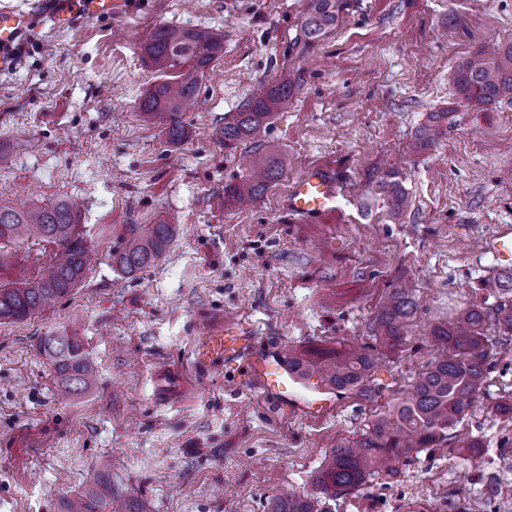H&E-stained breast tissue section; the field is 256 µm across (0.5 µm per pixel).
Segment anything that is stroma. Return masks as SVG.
I'll return each mask as SVG.
<instances>
[{"label": "stroma", "instance_id": "35a3bbf8", "mask_svg": "<svg viewBox=\"0 0 512 512\" xmlns=\"http://www.w3.org/2000/svg\"><path fill=\"white\" fill-rule=\"evenodd\" d=\"M302 0H132L122 17L39 25L0 70V203L82 204L96 259L84 283L42 314L0 324V512H57L96 471L151 512H267L272 498L314 490L338 442L408 389L438 352L432 325L494 302L512 280L484 242L512 225V99L480 111L457 102L456 64L488 42H512V0H348L335 31L296 45ZM216 27L224 55L207 70L190 137L170 143L139 109L162 75L143 42L160 25ZM293 102L265 146L283 175L248 208L225 205L251 148L224 145L226 118L283 74ZM447 112L436 147L407 146L432 113ZM333 172L334 209L296 219L283 206L308 168ZM399 174L410 205L390 209L379 180ZM178 232L145 271L111 266L136 226ZM51 244L11 247L0 282L35 280ZM411 281L418 311L397 355L375 374L368 402L329 391L316 417L281 415L223 366L182 375L210 324L256 326L271 353L336 343L369 345L376 305ZM83 336L96 368L88 393L62 392L41 336ZM485 389L456 431L479 440L478 462L451 448L424 451L397 478L329 500L330 512H512V335L490 330Z\"/></svg>", "mask_w": 512, "mask_h": 512}]
</instances>
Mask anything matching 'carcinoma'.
Returning a JSON list of instances; mask_svg holds the SVG:
<instances>
[{"mask_svg":"<svg viewBox=\"0 0 512 512\" xmlns=\"http://www.w3.org/2000/svg\"><path fill=\"white\" fill-rule=\"evenodd\" d=\"M343 0H305L296 43L311 49L328 36L340 18ZM144 56L159 71L171 74L155 85L140 104L150 120L164 125L169 142L187 137L183 115L192 111L201 79L224 54V31L215 28H155L142 45ZM458 98L468 106L485 109L512 98V42L493 49H478L463 59L453 73ZM294 83L283 76L276 85L254 96L220 129L224 144L251 143L255 176L246 175L224 192L236 206H247L277 179V158L260 151V138L277 112L288 109ZM446 112H435L417 133L410 150L434 146L443 134ZM397 173L386 172L379 185L388 189L393 208L400 211L406 198L396 188ZM82 211L72 200L17 209L0 204V243L16 245L30 240L57 246L54 260L38 278L21 286L0 285V324L31 318L80 287L91 263L82 230ZM176 225L161 221L132 229L124 249L112 253V268L125 276L152 266L165 252ZM415 289L398 281L381 296L373 320L376 339L386 353H396L406 341V325L415 315ZM512 332V288L495 304L473 305L452 325L437 323L430 329L438 354L427 364L411 388L375 415L360 437L331 449L314 477L311 494L274 498L268 512H328L326 501L338 490L363 486L376 474L397 477L402 467L424 450L445 448L484 388L489 373L488 331ZM40 347L50 358L61 389L82 395L95 384V367L74 333L49 334ZM378 355L368 346L305 350L290 358L301 375L319 373L337 391L354 392L370 400L375 392ZM60 512H150L138 498L112 491V477L97 472L88 485L63 499Z\"/></svg>","mask_w":512,"mask_h":512,"instance_id":"cac0c4a2","label":"carcinoma"}]
</instances>
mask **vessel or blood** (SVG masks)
I'll return each mask as SVG.
<instances>
[{
    "mask_svg": "<svg viewBox=\"0 0 512 512\" xmlns=\"http://www.w3.org/2000/svg\"><path fill=\"white\" fill-rule=\"evenodd\" d=\"M131 8L129 0H40L38 12L15 8L0 9V67L14 59L15 45L36 32L41 21L53 25L71 26L88 16L124 15ZM339 193V185L330 171L313 167L291 185L286 208L299 217L321 216L330 212ZM211 364L222 365L245 387L261 390L277 399L282 410L304 414L321 412L326 402L317 399L306 402L288 396L291 388L301 386L312 391L322 390L314 377H299L289 366L287 356L272 358L258 346L256 332L247 325L224 322L212 327L194 342L186 362L188 371Z\"/></svg>",
    "mask_w": 512,
    "mask_h": 512,
    "instance_id": "1",
    "label": "vessel or blood"
}]
</instances>
